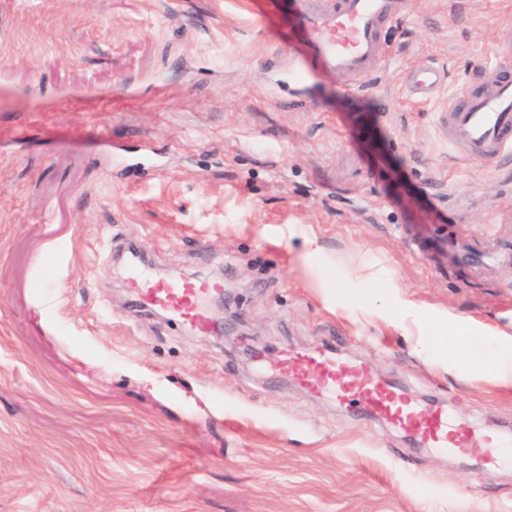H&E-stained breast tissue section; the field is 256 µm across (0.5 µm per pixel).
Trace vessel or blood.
Here are the masks:
<instances>
[{
	"instance_id": "vessel-or-blood-1",
	"label": "vessel or blood",
	"mask_w": 512,
	"mask_h": 512,
	"mask_svg": "<svg viewBox=\"0 0 512 512\" xmlns=\"http://www.w3.org/2000/svg\"><path fill=\"white\" fill-rule=\"evenodd\" d=\"M410 7L411 0H291L289 5L292 33L306 61L319 72L350 78L348 90L353 94L364 90L366 80L387 58L382 29L408 15ZM440 82V73L425 65L410 69L404 77L409 96L421 101L431 99ZM439 123L454 151L495 167L512 149V65L493 63L478 70L442 110ZM129 286L140 305L174 314L188 329L211 331L203 303L217 292V284L176 274L148 279L135 270ZM278 367L296 371L307 385L338 400L359 396L368 411L408 431L417 444L442 453L484 447L493 458L503 455L505 443L496 435L480 434L453 421L443 407L429 409L400 398L367 367L329 351L289 353Z\"/></svg>"
}]
</instances>
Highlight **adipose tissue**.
I'll return each mask as SVG.
<instances>
[{
  "label": "adipose tissue",
  "mask_w": 512,
  "mask_h": 512,
  "mask_svg": "<svg viewBox=\"0 0 512 512\" xmlns=\"http://www.w3.org/2000/svg\"><path fill=\"white\" fill-rule=\"evenodd\" d=\"M288 236L299 239L297 258L325 299L337 303L347 291L361 295L375 285H382L387 290L386 297L362 306L363 318L394 326L415 337L418 350L430 360L466 363L484 380L512 387V351L504 345H490L488 329L418 304L401 290L394 273L380 263L369 261L356 270L345 271L325 260L314 236L293 228Z\"/></svg>",
  "instance_id": "obj_1"
}]
</instances>
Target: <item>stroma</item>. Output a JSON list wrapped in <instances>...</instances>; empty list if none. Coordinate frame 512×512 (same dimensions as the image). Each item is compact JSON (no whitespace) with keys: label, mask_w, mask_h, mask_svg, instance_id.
I'll return each mask as SVG.
<instances>
[{"label":"stroma","mask_w":512,"mask_h":512,"mask_svg":"<svg viewBox=\"0 0 512 512\" xmlns=\"http://www.w3.org/2000/svg\"><path fill=\"white\" fill-rule=\"evenodd\" d=\"M286 0H0V512H512V461L270 373L326 348L512 439V388L331 312L278 227L372 254L512 346V158L438 110L512 45L497 0H411L377 94L292 79ZM446 79L424 107L404 70ZM221 284L218 331L139 310L113 247Z\"/></svg>","instance_id":"35a3bbf8"}]
</instances>
